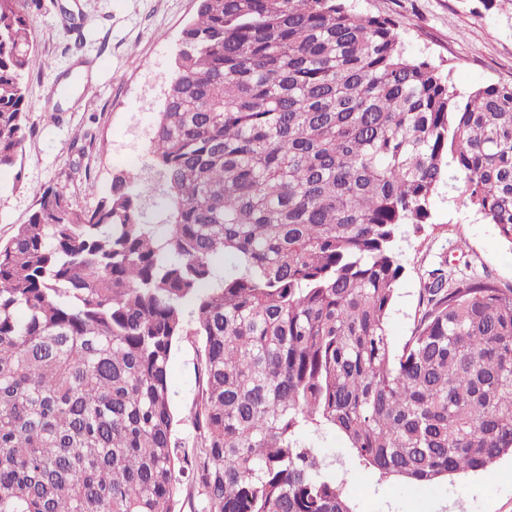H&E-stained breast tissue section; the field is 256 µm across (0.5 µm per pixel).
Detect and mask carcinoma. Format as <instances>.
<instances>
[{
  "label": "carcinoma",
  "mask_w": 512,
  "mask_h": 512,
  "mask_svg": "<svg viewBox=\"0 0 512 512\" xmlns=\"http://www.w3.org/2000/svg\"><path fill=\"white\" fill-rule=\"evenodd\" d=\"M32 7L0 0V169L22 164L45 65ZM148 153L88 183L92 208L39 189L0 245V512H179L181 483L203 512H352L300 439L325 426L417 485L512 455V288L443 262L400 353L386 333L398 235L429 223L448 168L512 243V83L458 92L353 0H198ZM199 344L184 340L179 342L172 353L169 366V386L173 410L179 421L177 435L188 438L193 433L190 409L197 398V367Z\"/></svg>",
  "instance_id": "1"
}]
</instances>
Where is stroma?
<instances>
[{
  "mask_svg": "<svg viewBox=\"0 0 512 512\" xmlns=\"http://www.w3.org/2000/svg\"><path fill=\"white\" fill-rule=\"evenodd\" d=\"M357 8L392 18L407 53L449 69L461 93L512 82V6L500 0H357ZM194 12L195 0H41L33 19L47 66L25 80L30 133L22 169L0 171V242L34 208L36 189L53 187L89 208L95 199L88 181L108 185L113 174L128 170V156H147L175 49ZM87 84L94 87L88 96ZM397 247L404 273L387 321L394 350L410 336L427 273L440 259L512 286V243L459 204L453 178L435 192L424 231L404 229ZM197 367L196 344L179 342L169 386L182 438L193 433ZM302 439L343 479L353 512H512L511 457L498 460L489 476L468 473L415 486L360 467L334 430H309Z\"/></svg>",
  "mask_w": 512,
  "mask_h": 512,
  "instance_id": "35a3bbf8",
  "label": "stroma"
}]
</instances>
